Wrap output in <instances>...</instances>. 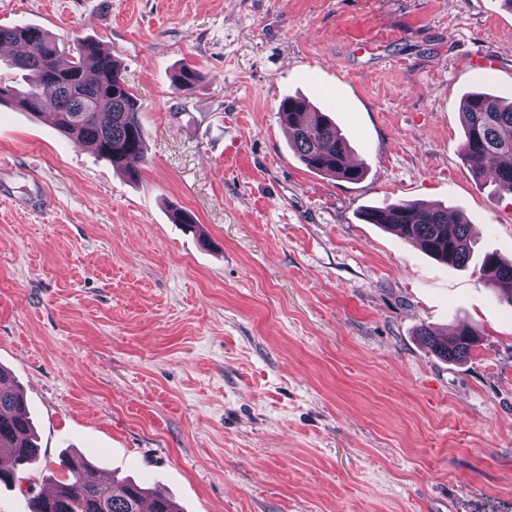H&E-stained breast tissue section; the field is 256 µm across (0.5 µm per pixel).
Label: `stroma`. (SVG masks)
<instances>
[{"mask_svg":"<svg viewBox=\"0 0 512 512\" xmlns=\"http://www.w3.org/2000/svg\"><path fill=\"white\" fill-rule=\"evenodd\" d=\"M14 23L119 59L148 155L131 181L0 107V366L39 444L0 512L71 449L181 512H512V308L360 217L458 209L512 260V198L460 153L465 96L512 101L502 0H0ZM290 95L360 181L297 159ZM423 325L481 340L445 362Z\"/></svg>","mask_w":512,"mask_h":512,"instance_id":"obj_1","label":"stroma"}]
</instances>
